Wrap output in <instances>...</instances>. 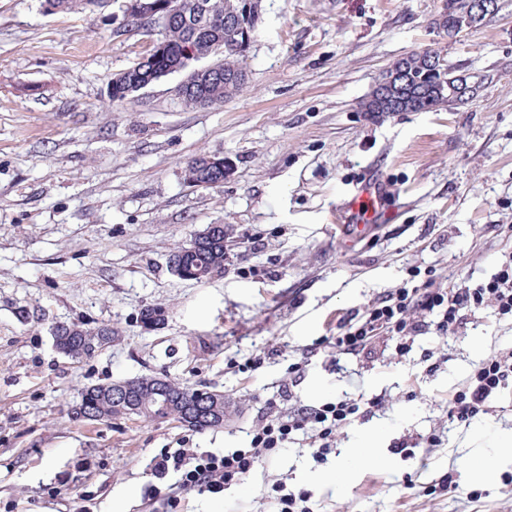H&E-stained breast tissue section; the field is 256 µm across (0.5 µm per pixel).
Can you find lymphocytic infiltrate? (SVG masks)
I'll return each instance as SVG.
<instances>
[{
    "label": "lymphocytic infiltrate",
    "instance_id": "obj_1",
    "mask_svg": "<svg viewBox=\"0 0 512 512\" xmlns=\"http://www.w3.org/2000/svg\"><path fill=\"white\" fill-rule=\"evenodd\" d=\"M493 305L498 315L512 316V258L502 261L488 279L480 283L444 288L428 279L388 292L368 305L361 314L340 324L336 336L320 340V347H333L337 354L357 356L366 351L379 334L396 337L402 351H409L416 336L429 327L448 333L460 323L464 313ZM437 323H429V316ZM512 383V351L483 361L470 378L466 389L457 391L448 401V417L467 422L490 414L494 396ZM384 404L383 397H357L302 407L289 414L262 418L250 433L248 447L224 453H197L186 448H163L151 460V473L158 484L153 497L163 498L167 508L176 512L184 492L212 494L243 481L265 458L271 457L295 437L303 436L313 447L314 457L327 455L336 433L355 419L372 416ZM173 479L171 492H162L159 483Z\"/></svg>",
    "mask_w": 512,
    "mask_h": 512
}]
</instances>
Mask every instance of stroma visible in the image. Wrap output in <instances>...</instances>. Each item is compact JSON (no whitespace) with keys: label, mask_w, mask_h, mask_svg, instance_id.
Wrapping results in <instances>:
<instances>
[{"label":"stroma","mask_w":512,"mask_h":512,"mask_svg":"<svg viewBox=\"0 0 512 512\" xmlns=\"http://www.w3.org/2000/svg\"><path fill=\"white\" fill-rule=\"evenodd\" d=\"M444 0H261L243 59L247 80L223 105L188 107L178 76L134 105L107 84L159 40L122 28L123 0L52 13L44 0H0V510L162 512L152 457L162 448H244L273 411L358 395L385 405L340 429L326 458L289 444L223 494L191 492L180 512H278L274 483L307 491L312 512H512V467L486 482L498 437L512 432V385L491 414L450 422L448 398L482 357L512 349V317L487 307L454 333L427 330L409 353L388 335L359 356L306 346L414 270L444 288L479 283L512 252V0L456 38L436 28ZM443 50L478 90L430 112L373 117L359 104L395 59ZM230 157L224 184L194 187L187 163ZM392 192L388 220L351 234L337 206L369 172ZM208 224L224 227V272L174 276L168 259ZM166 311L141 328L140 310ZM63 323L111 325L92 356L60 355ZM260 357L258 369L239 366ZM149 374L222 391L238 414L194 432L136 417L88 422L82 389ZM380 428V459L357 464L342 490L320 477ZM439 433L437 448L415 447ZM447 490L426 493L442 476ZM61 487L54 499L43 488ZM135 495L123 499L127 488Z\"/></svg>","instance_id":"1"}]
</instances>
